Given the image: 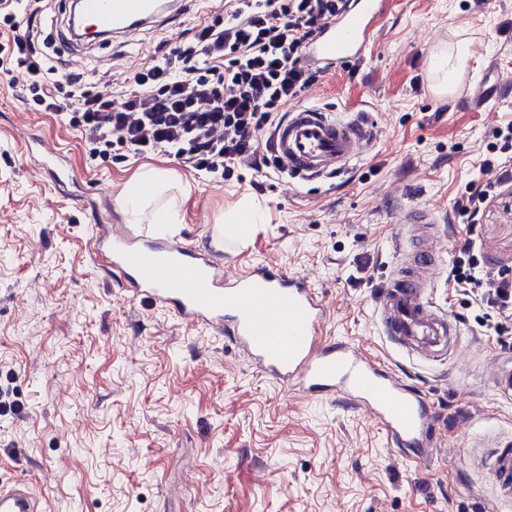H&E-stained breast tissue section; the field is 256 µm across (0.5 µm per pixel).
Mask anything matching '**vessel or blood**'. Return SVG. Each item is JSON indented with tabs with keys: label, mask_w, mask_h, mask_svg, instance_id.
<instances>
[{
	"label": "vessel or blood",
	"mask_w": 512,
	"mask_h": 512,
	"mask_svg": "<svg viewBox=\"0 0 512 512\" xmlns=\"http://www.w3.org/2000/svg\"><path fill=\"white\" fill-rule=\"evenodd\" d=\"M381 0L351 6L309 44L308 63L327 69L361 59ZM89 24L130 37L165 14L162 0H83ZM367 118L341 119L328 109L301 106L275 130L272 154L289 180L312 182L347 170L375 142ZM112 269L136 296L171 306L186 324L229 336L263 372L307 396L349 401L380 423L403 448H430L435 419L424 398L350 343L323 341L326 308L306 276L273 264L241 274L225 271L209 252L181 243L153 244L127 226L106 228L96 238ZM438 258L431 248L415 254L381 289L376 312L389 342L405 353L441 360L456 350L458 326L429 298ZM494 470L512 501V453ZM0 512H46L23 482L0 485Z\"/></svg>",
	"instance_id": "obj_1"
}]
</instances>
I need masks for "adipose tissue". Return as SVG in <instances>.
I'll list each match as a JSON object with an SVG mask.
<instances>
[{
    "mask_svg": "<svg viewBox=\"0 0 512 512\" xmlns=\"http://www.w3.org/2000/svg\"><path fill=\"white\" fill-rule=\"evenodd\" d=\"M168 182L166 172L147 169L137 179L138 189L125 192L118 199V204L128 217L129 223L149 222L155 224L161 232H169L178 222L177 211L167 205H151L149 195L161 191Z\"/></svg>",
    "mask_w": 512,
    "mask_h": 512,
    "instance_id": "obj_1",
    "label": "adipose tissue"
}]
</instances>
